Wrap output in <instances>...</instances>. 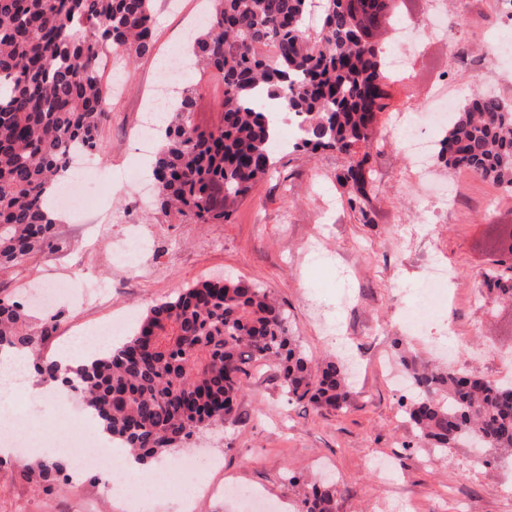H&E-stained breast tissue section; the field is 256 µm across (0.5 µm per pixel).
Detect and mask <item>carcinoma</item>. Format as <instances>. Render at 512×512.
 Wrapping results in <instances>:
<instances>
[{
	"mask_svg": "<svg viewBox=\"0 0 512 512\" xmlns=\"http://www.w3.org/2000/svg\"><path fill=\"white\" fill-rule=\"evenodd\" d=\"M211 2L192 53L222 80V120L199 129L194 96L178 93L176 119L152 163L161 211L189 213L199 224L229 220L233 203L273 167L271 102L300 119L295 149L349 159L336 182L356 220L374 223L363 187L377 179L370 160L382 148L371 117L389 111L379 87L395 81L378 35L405 0H381L388 12L380 23L362 9L373 0H321L313 35L311 0ZM266 42L275 56L256 49ZM154 44V0H0V268L63 247L48 210L54 180L68 177L72 146L105 152L109 88L97 70L99 48L130 60ZM437 157L511 192L512 100L473 95L445 129ZM485 282L487 296L512 297V264L488 271ZM53 330L21 302L0 299V350L32 351L41 383L80 392L87 412L144 461L203 429L238 424L237 400L258 364L276 367L290 403L334 411L350 404L345 364L313 363L268 289L242 280H203L154 303L120 346L69 373L41 357ZM397 354L409 378L401 411L418 443L443 453L475 442L485 464L512 456V385L432 367L401 347ZM64 470L41 460L22 474L50 485ZM303 486L297 512H338L335 486Z\"/></svg>",
	"mask_w": 512,
	"mask_h": 512,
	"instance_id": "cac0c4a2",
	"label": "carcinoma"
}]
</instances>
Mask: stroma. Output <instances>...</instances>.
Segmentation results:
<instances>
[{"label":"stroma","mask_w":512,"mask_h":512,"mask_svg":"<svg viewBox=\"0 0 512 512\" xmlns=\"http://www.w3.org/2000/svg\"><path fill=\"white\" fill-rule=\"evenodd\" d=\"M200 9L199 0H155L154 49L123 68V81L109 99L111 118L101 131L105 153L82 199L56 207L64 248L1 270L0 298L31 305L42 285L65 288L78 276L96 284L80 303L59 300L38 310V317H55L56 336L44 349L51 358L76 325L112 313L141 316L152 303L195 282L229 274L263 285L287 310L314 361L337 357L356 368L350 407L334 412L288 403L275 368L257 367L239 397L241 423L199 433L188 449L174 450V458L189 450L219 457L225 479L258 488L273 501H296L297 489L287 475L330 478L338 489L339 512H512V464L477 463L465 444L426 456L383 369L399 339L425 362L437 363L438 348L452 341L461 369L492 382L512 373V366L499 360L500 353L512 352V301L475 308L469 301L499 259L488 244L489 228L512 224V194L446 167L449 194L417 204L403 180L408 155L392 141L374 160L377 181L368 195L374 221L360 224L336 183L346 158L291 151V134L284 127L274 147L275 172L237 201L229 221L199 224L152 209L142 192L150 157L137 151L135 133L151 87L164 77L162 60L187 50L196 35L187 22ZM448 27L468 54V65H453L447 47L425 39L407 57L404 77L391 85V109L379 114L378 129L389 125L393 113L418 112L438 85L462 100L472 86L493 82L512 98V55L492 64L480 59L488 34L499 30L512 37V24L486 7L465 21L449 10ZM178 86L196 92V125L219 124L223 86L218 78L188 67ZM135 224L157 231L146 256L151 272L142 280L128 274L115 252L116 242ZM313 237L323 238L355 270L351 305L336 306L335 266L302 259L303 245ZM432 262L451 271L448 289L458 294L459 303L437 311L425 334L413 335L406 324L420 310L415 290ZM338 322L345 329L341 337L334 331ZM17 406L28 420L21 435L29 443L59 440L72 431L71 405L33 401L21 393ZM41 458L37 452L0 460V512H77L86 496L99 499L102 512H124L120 500H109L100 472H88L76 485L62 480L46 487L25 479L23 463ZM382 460L397 464L400 497H391L377 482L374 466Z\"/></svg>","instance_id":"stroma-1"}]
</instances>
